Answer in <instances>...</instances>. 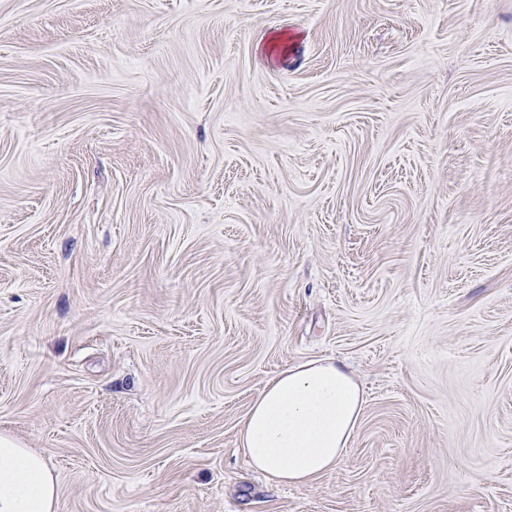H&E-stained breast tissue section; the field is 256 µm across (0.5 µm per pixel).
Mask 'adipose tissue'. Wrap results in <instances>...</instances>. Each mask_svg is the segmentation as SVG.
Returning <instances> with one entry per match:
<instances>
[{
  "label": "adipose tissue",
  "mask_w": 512,
  "mask_h": 512,
  "mask_svg": "<svg viewBox=\"0 0 512 512\" xmlns=\"http://www.w3.org/2000/svg\"><path fill=\"white\" fill-rule=\"evenodd\" d=\"M363 393L330 360L300 363L271 378L239 430L252 468L283 485L333 470L359 421ZM56 480L38 454L0 436V512H54Z\"/></svg>",
  "instance_id": "obj_1"
}]
</instances>
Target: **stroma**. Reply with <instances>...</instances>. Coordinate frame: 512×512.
Returning <instances> with one entry per match:
<instances>
[{
    "label": "stroma",
    "instance_id": "stroma-1",
    "mask_svg": "<svg viewBox=\"0 0 512 512\" xmlns=\"http://www.w3.org/2000/svg\"><path fill=\"white\" fill-rule=\"evenodd\" d=\"M0 435L56 512H512V0H0ZM363 393L332 360L300 363L271 378L239 430L252 468L283 485H305L336 468L362 411Z\"/></svg>",
    "mask_w": 512,
    "mask_h": 512
}]
</instances>
